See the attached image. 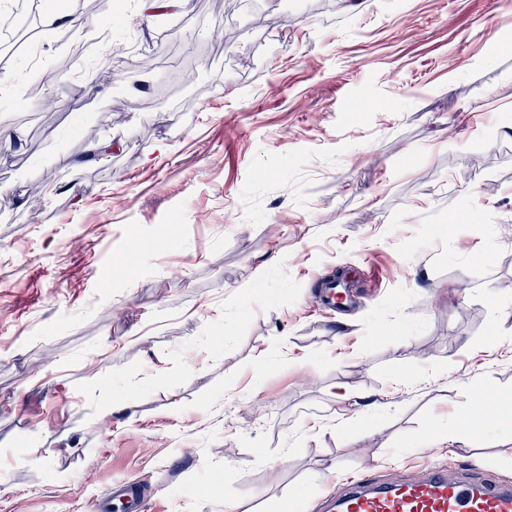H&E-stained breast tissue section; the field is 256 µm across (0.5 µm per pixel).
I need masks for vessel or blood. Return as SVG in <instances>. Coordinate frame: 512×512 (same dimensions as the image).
I'll list each match as a JSON object with an SVG mask.
<instances>
[{
  "label": "vessel or blood",
  "mask_w": 512,
  "mask_h": 512,
  "mask_svg": "<svg viewBox=\"0 0 512 512\" xmlns=\"http://www.w3.org/2000/svg\"><path fill=\"white\" fill-rule=\"evenodd\" d=\"M460 461H433L413 478L379 482L362 477L329 491L322 512H512V482L459 476ZM137 479L122 480L113 499L95 512H146Z\"/></svg>",
  "instance_id": "vessel-or-blood-1"
}]
</instances>
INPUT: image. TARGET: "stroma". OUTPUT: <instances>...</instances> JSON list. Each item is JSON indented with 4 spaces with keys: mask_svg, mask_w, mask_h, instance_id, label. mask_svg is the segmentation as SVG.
Here are the masks:
<instances>
[{
    "mask_svg": "<svg viewBox=\"0 0 512 512\" xmlns=\"http://www.w3.org/2000/svg\"><path fill=\"white\" fill-rule=\"evenodd\" d=\"M110 2L0 49V512L128 476L149 512H286L450 455L512 480V0ZM322 304L330 309H342L347 306L348 298L343 288H336V280H324L321 284Z\"/></svg>",
    "mask_w": 512,
    "mask_h": 512,
    "instance_id": "obj_1",
    "label": "stroma"
}]
</instances>
